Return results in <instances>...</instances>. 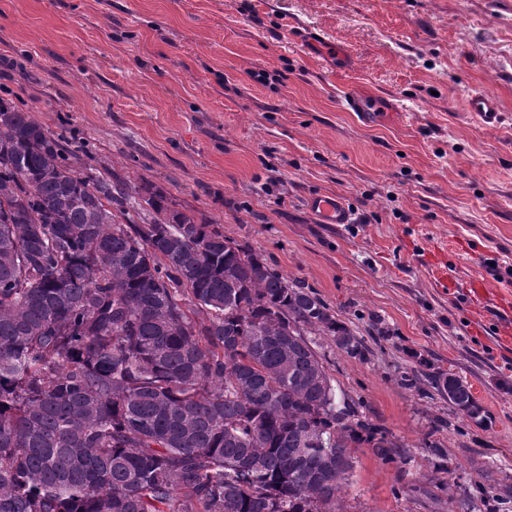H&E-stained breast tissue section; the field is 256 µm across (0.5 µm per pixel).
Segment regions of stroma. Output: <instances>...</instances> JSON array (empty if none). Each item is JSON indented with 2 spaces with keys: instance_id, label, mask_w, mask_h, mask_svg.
<instances>
[{
  "instance_id": "35a3bbf8",
  "label": "stroma",
  "mask_w": 512,
  "mask_h": 512,
  "mask_svg": "<svg viewBox=\"0 0 512 512\" xmlns=\"http://www.w3.org/2000/svg\"><path fill=\"white\" fill-rule=\"evenodd\" d=\"M478 90L498 129L466 112ZM350 91L386 118L361 123ZM0 94L342 313L364 357L323 336L317 352L412 454L354 449L345 512H494L479 495L462 510L449 483L512 490V347L466 316L469 279L512 295V0H0ZM313 193L342 195L357 223H318ZM443 248L452 288L427 270ZM430 380L440 393L448 392V402L469 418H478L483 412L475 401L469 385L453 373L436 371L430 374Z\"/></svg>"
}]
</instances>
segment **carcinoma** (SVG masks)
Masks as SVG:
<instances>
[{"mask_svg": "<svg viewBox=\"0 0 512 512\" xmlns=\"http://www.w3.org/2000/svg\"><path fill=\"white\" fill-rule=\"evenodd\" d=\"M99 166L0 97V512H342L352 449L411 460L318 356H365L341 314Z\"/></svg>", "mask_w": 512, "mask_h": 512, "instance_id": "carcinoma-1", "label": "carcinoma"}]
</instances>
